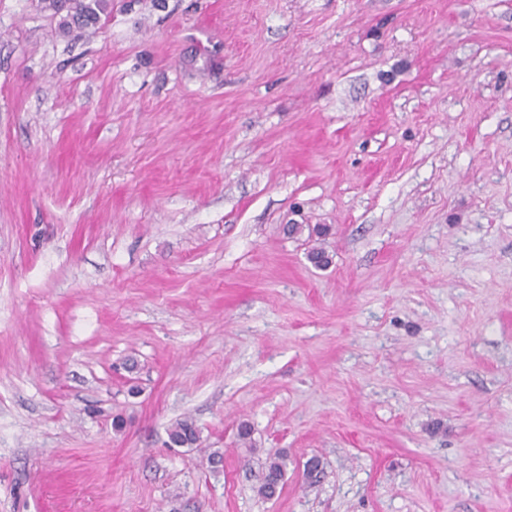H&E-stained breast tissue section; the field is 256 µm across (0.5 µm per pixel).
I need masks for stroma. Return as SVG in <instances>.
I'll list each match as a JSON object with an SVG mask.
<instances>
[{
	"label": "stroma",
	"instance_id": "35a3bbf8",
	"mask_svg": "<svg viewBox=\"0 0 512 512\" xmlns=\"http://www.w3.org/2000/svg\"><path fill=\"white\" fill-rule=\"evenodd\" d=\"M0 512H512V0H0ZM53 15H62L60 27L80 33L100 29L112 13V0H42ZM168 439L171 446L192 448L200 441L199 430L191 419L184 418L171 426ZM286 456L279 455L266 462L262 470L258 493L265 498L274 497L284 485Z\"/></svg>",
	"mask_w": 512,
	"mask_h": 512
}]
</instances>
